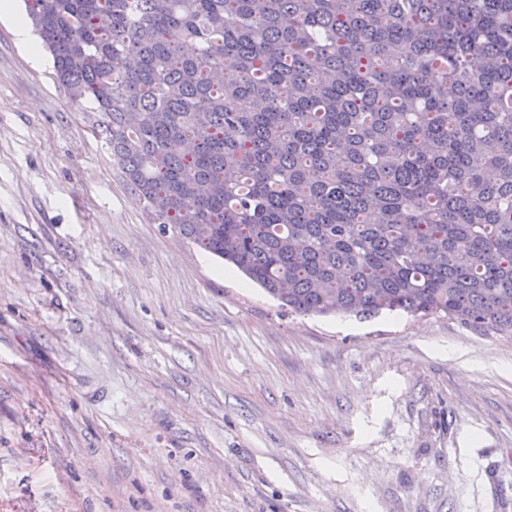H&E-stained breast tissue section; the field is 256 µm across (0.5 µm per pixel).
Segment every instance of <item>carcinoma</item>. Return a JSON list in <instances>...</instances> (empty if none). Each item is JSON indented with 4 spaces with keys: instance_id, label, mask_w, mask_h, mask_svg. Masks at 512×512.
<instances>
[{
    "instance_id": "1",
    "label": "carcinoma",
    "mask_w": 512,
    "mask_h": 512,
    "mask_svg": "<svg viewBox=\"0 0 512 512\" xmlns=\"http://www.w3.org/2000/svg\"><path fill=\"white\" fill-rule=\"evenodd\" d=\"M162 233L292 312L512 336V0H24Z\"/></svg>"
}]
</instances>
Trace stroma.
Wrapping results in <instances>:
<instances>
[{
	"label": "stroma",
	"mask_w": 512,
	"mask_h": 512,
	"mask_svg": "<svg viewBox=\"0 0 512 512\" xmlns=\"http://www.w3.org/2000/svg\"><path fill=\"white\" fill-rule=\"evenodd\" d=\"M0 16V512H512V338L299 315L161 233Z\"/></svg>",
	"instance_id": "35a3bbf8"
}]
</instances>
